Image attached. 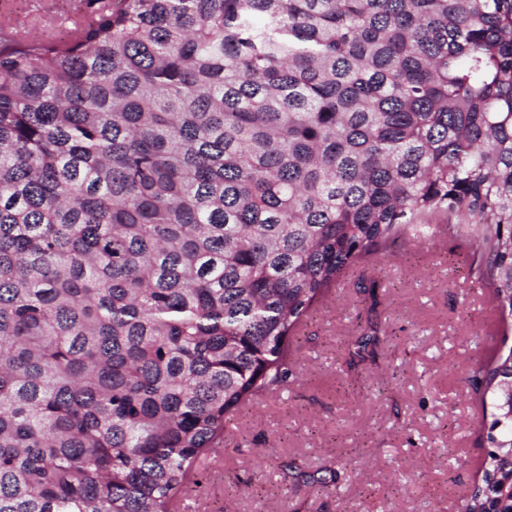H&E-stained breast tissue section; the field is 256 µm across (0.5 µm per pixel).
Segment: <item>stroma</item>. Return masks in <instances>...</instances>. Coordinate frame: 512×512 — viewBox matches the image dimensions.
Segmentation results:
<instances>
[{"instance_id":"obj_1","label":"stroma","mask_w":512,"mask_h":512,"mask_svg":"<svg viewBox=\"0 0 512 512\" xmlns=\"http://www.w3.org/2000/svg\"><path fill=\"white\" fill-rule=\"evenodd\" d=\"M87 0H0V27L63 37ZM461 239L382 250L350 269L289 340L276 391L229 414L179 512H461L492 407L470 375L512 346ZM376 333L365 359L357 337Z\"/></svg>"}]
</instances>
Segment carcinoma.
Wrapping results in <instances>:
<instances>
[{
  "instance_id": "obj_1",
  "label": "carcinoma",
  "mask_w": 512,
  "mask_h": 512,
  "mask_svg": "<svg viewBox=\"0 0 512 512\" xmlns=\"http://www.w3.org/2000/svg\"><path fill=\"white\" fill-rule=\"evenodd\" d=\"M0 45V512H171L373 251L448 223L512 313V0H119ZM512 512V347L475 370Z\"/></svg>"
}]
</instances>
